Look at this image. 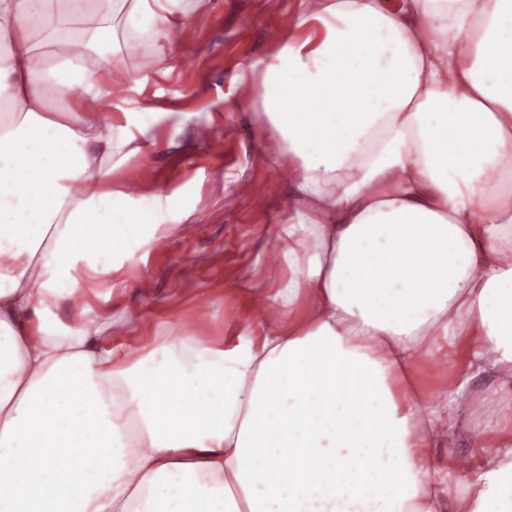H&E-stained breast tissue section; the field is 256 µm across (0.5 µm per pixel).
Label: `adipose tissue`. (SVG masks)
Wrapping results in <instances>:
<instances>
[{"instance_id": "adipose-tissue-1", "label": "adipose tissue", "mask_w": 512, "mask_h": 512, "mask_svg": "<svg viewBox=\"0 0 512 512\" xmlns=\"http://www.w3.org/2000/svg\"><path fill=\"white\" fill-rule=\"evenodd\" d=\"M183 2L0 0V512H512V0H301L257 88L287 282L217 342L70 327L112 253L91 170L151 146L123 63ZM487 406L451 497L431 454Z\"/></svg>"}]
</instances>
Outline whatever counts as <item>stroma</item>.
<instances>
[{
    "mask_svg": "<svg viewBox=\"0 0 512 512\" xmlns=\"http://www.w3.org/2000/svg\"><path fill=\"white\" fill-rule=\"evenodd\" d=\"M299 6L208 0L207 25L187 24L165 47L167 70L149 54L136 60L145 83L138 101L150 113L146 135L161 148L114 174L92 175L114 191L137 182L140 193L114 210L136 208L163 224L166 237L132 247L114 240V273L83 298L111 318L113 330L146 318L159 337L189 332L216 340L246 329L245 289L272 287L273 274L256 256L273 246L274 226L295 206L293 167L273 153L253 65L272 62L288 36L284 22Z\"/></svg>",
    "mask_w": 512,
    "mask_h": 512,
    "instance_id": "obj_1",
    "label": "stroma"
}]
</instances>
